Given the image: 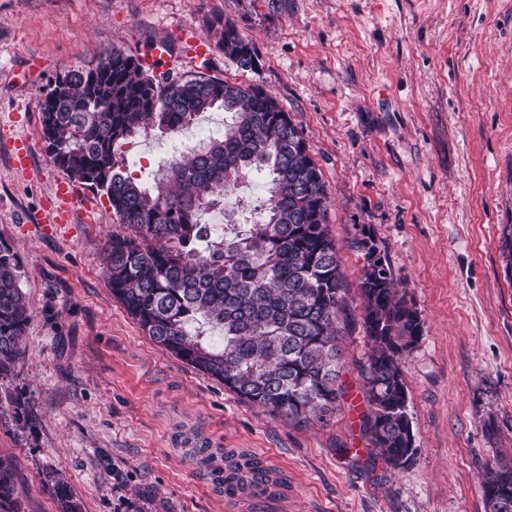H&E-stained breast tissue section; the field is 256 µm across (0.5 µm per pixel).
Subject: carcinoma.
Returning <instances> with one entry per match:
<instances>
[{"instance_id":"carcinoma-1","label":"carcinoma","mask_w":512,"mask_h":512,"mask_svg":"<svg viewBox=\"0 0 512 512\" xmlns=\"http://www.w3.org/2000/svg\"><path fill=\"white\" fill-rule=\"evenodd\" d=\"M218 45L242 71L257 68L252 41L232 23ZM136 56L112 50L93 68L55 79L40 101L47 151L67 176L107 197L117 223L105 256L107 284L145 335L270 417L293 425L327 422L345 389L339 336L350 325L340 248L328 225L322 170L302 132L259 85L199 76L169 88ZM224 111V137L169 164L151 186L128 174L118 144L139 130L172 135L202 113ZM250 172L264 175L262 220L227 224L210 239L200 215ZM364 252L359 289L371 346L363 369L369 413L362 421L385 462L414 458L401 356L423 336L413 300L396 287L371 233L350 242ZM19 262L0 240V380L12 376L30 320ZM15 424L36 426L22 390H6ZM58 512H82L59 474L46 473ZM487 512H512V469L481 481ZM0 512H21L14 472L0 459Z\"/></svg>"}]
</instances>
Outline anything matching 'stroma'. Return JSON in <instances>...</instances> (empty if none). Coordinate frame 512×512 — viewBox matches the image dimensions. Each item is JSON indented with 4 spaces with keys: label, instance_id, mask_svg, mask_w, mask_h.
Segmentation results:
<instances>
[{
    "label": "stroma",
    "instance_id": "stroma-1",
    "mask_svg": "<svg viewBox=\"0 0 512 512\" xmlns=\"http://www.w3.org/2000/svg\"><path fill=\"white\" fill-rule=\"evenodd\" d=\"M233 22L259 54L242 71L213 49ZM183 55L178 73L258 84L291 116L328 190L352 325L340 345L345 396L329 421L267 415L157 346L103 275L107 200L92 222L46 233L60 176L39 101L96 53L155 42ZM27 141L32 161L13 168ZM172 136L130 138L129 169L151 182ZM373 232L424 322L401 363L417 455L385 464L361 425L362 252ZM512 0H0V239L20 265L30 321L25 353L1 386L25 389L37 424L0 410V456L21 512H58L42 481L61 474L84 512H225L199 465L212 452L267 453L292 493L272 512H486L481 479L512 467Z\"/></svg>",
    "mask_w": 512,
    "mask_h": 512
}]
</instances>
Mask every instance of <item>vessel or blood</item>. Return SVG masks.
I'll list each match as a JSON object with an SVG mask.
<instances>
[{"label": "vessel or blood", "instance_id": "vessel-or-blood-1", "mask_svg": "<svg viewBox=\"0 0 512 512\" xmlns=\"http://www.w3.org/2000/svg\"><path fill=\"white\" fill-rule=\"evenodd\" d=\"M52 204L56 213V227H64L69 221L70 212L81 210L92 215L97 208L95 194L76 193L72 184L64 178L57 179L52 189ZM210 480L215 488L233 485L234 493L225 497L226 512H234L238 495L251 496L256 512H262L272 499L287 498L289 488L282 468L267 454H258L235 464L215 465L210 469Z\"/></svg>", "mask_w": 512, "mask_h": 512}]
</instances>
